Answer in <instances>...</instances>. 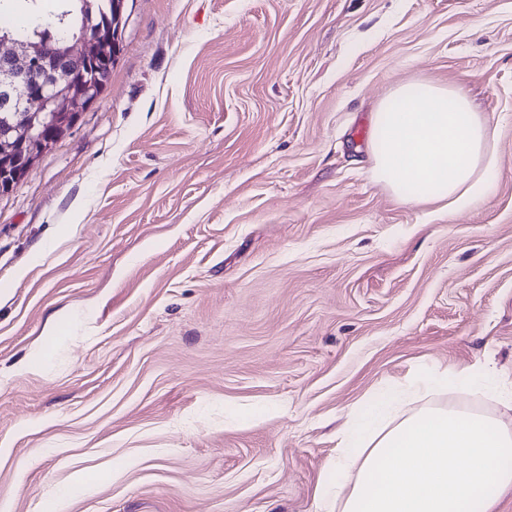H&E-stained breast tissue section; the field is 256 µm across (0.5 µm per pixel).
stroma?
Wrapping results in <instances>:
<instances>
[{
	"label": "stroma",
	"instance_id": "stroma-1",
	"mask_svg": "<svg viewBox=\"0 0 512 512\" xmlns=\"http://www.w3.org/2000/svg\"><path fill=\"white\" fill-rule=\"evenodd\" d=\"M100 97L0 198V512H317L363 400L512 418V0H130ZM497 126L459 213L374 173L377 104Z\"/></svg>",
	"mask_w": 512,
	"mask_h": 512
}]
</instances>
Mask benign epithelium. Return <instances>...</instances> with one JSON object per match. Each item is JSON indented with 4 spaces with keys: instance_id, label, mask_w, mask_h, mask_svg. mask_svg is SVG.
I'll return each mask as SVG.
<instances>
[{
    "instance_id": "7a95c632",
    "label": "benign epithelium",
    "mask_w": 512,
    "mask_h": 512,
    "mask_svg": "<svg viewBox=\"0 0 512 512\" xmlns=\"http://www.w3.org/2000/svg\"><path fill=\"white\" fill-rule=\"evenodd\" d=\"M129 0H110L112 29L88 31L61 49L0 37V112H25V125L0 123V159L9 179L0 182V197L32 170L39 157L70 134L82 112L100 96L106 77L90 74L92 56L112 64L127 21Z\"/></svg>"
}]
</instances>
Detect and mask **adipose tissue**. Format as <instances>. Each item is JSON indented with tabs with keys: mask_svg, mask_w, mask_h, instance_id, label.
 <instances>
[{
	"mask_svg": "<svg viewBox=\"0 0 512 512\" xmlns=\"http://www.w3.org/2000/svg\"><path fill=\"white\" fill-rule=\"evenodd\" d=\"M371 139L379 182L451 213L486 198L498 164L494 129L452 86H398L375 112ZM447 385V372H430L356 408L338 435L319 512H494L512 489V426L453 405L395 414L406 397Z\"/></svg>",
	"mask_w": 512,
	"mask_h": 512,
	"instance_id": "ef3b65f1",
	"label": "adipose tissue"
}]
</instances>
